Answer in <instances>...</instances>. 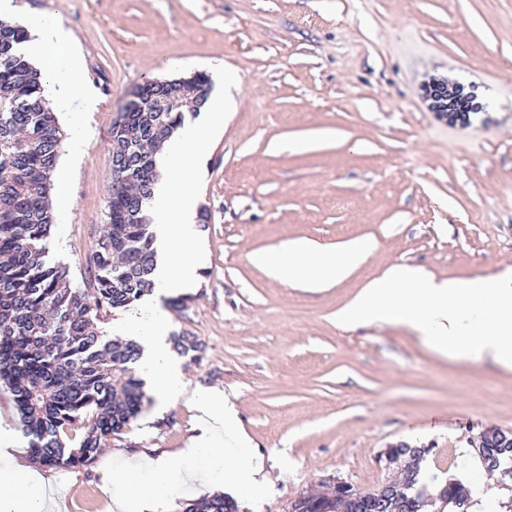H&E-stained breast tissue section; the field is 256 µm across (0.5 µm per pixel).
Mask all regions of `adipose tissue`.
Listing matches in <instances>:
<instances>
[{"label": "adipose tissue", "instance_id": "ef3b65f1", "mask_svg": "<svg viewBox=\"0 0 512 512\" xmlns=\"http://www.w3.org/2000/svg\"><path fill=\"white\" fill-rule=\"evenodd\" d=\"M22 24L31 38L21 50L36 58L45 96L61 109L75 95L83 100L86 111H93L96 99L82 80L81 58L69 33L44 14L28 16ZM374 248L370 240L358 239L341 245L330 256L314 242L298 240L272 252L252 254L251 261L283 285L324 288L346 279ZM336 322L347 329L373 323L405 327L440 356L488 357L510 370L512 266L488 278L460 281L398 262L338 310ZM195 407L198 433L187 447L174 457H146L145 464L155 477L150 489L139 487L132 473L113 474L111 482L119 489L114 497L117 512H133L136 498L163 494L171 483L185 479L187 472L180 460L219 455L225 463V486L240 507L253 506L268 476L262 458L251 453L236 423L234 401L228 393L209 388L197 393ZM0 512H46L43 488L27 468H16L10 480L0 482Z\"/></svg>", "mask_w": 512, "mask_h": 512}]
</instances>
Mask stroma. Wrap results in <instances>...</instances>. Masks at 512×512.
Returning a JSON list of instances; mask_svg holds the SVG:
<instances>
[{"label": "stroma", "instance_id": "1", "mask_svg": "<svg viewBox=\"0 0 512 512\" xmlns=\"http://www.w3.org/2000/svg\"><path fill=\"white\" fill-rule=\"evenodd\" d=\"M11 20L47 14L71 34L98 99L60 113L68 199L53 205L52 259L86 273L107 219L110 130L128 91L224 66L232 109L204 157L205 263L186 307L162 298L171 330L205 343L182 362L187 392L232 394L270 484L255 512L335 472L368 488L376 456L407 442L439 471L470 436L512 429V371L456 362L411 330L344 329L336 312L395 262L479 279L512 265V0H12ZM472 105L449 121L426 88ZM370 238L375 253L340 284H279L251 253L306 239L327 250ZM130 428L87 466L38 468L48 512H113L109 480L142 454L184 448L195 412Z\"/></svg>", "mask_w": 512, "mask_h": 512}]
</instances>
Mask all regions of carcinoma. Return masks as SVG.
<instances>
[{
    "mask_svg": "<svg viewBox=\"0 0 512 512\" xmlns=\"http://www.w3.org/2000/svg\"><path fill=\"white\" fill-rule=\"evenodd\" d=\"M28 38L22 26L0 21V385L12 395L33 459L69 469L91 462L143 409L139 344L105 339L98 322L154 288V148L181 128L185 112H154L147 98L141 111L119 114L110 139L123 164L112 173L116 190L81 288L68 266L49 260V199L64 131L37 69L14 51ZM171 341L178 355L200 358L203 343L189 332ZM411 480L402 512H418L427 492L417 471ZM178 506L238 512L221 493Z\"/></svg>",
    "mask_w": 512,
    "mask_h": 512,
    "instance_id": "carcinoma-1",
    "label": "carcinoma"
}]
</instances>
